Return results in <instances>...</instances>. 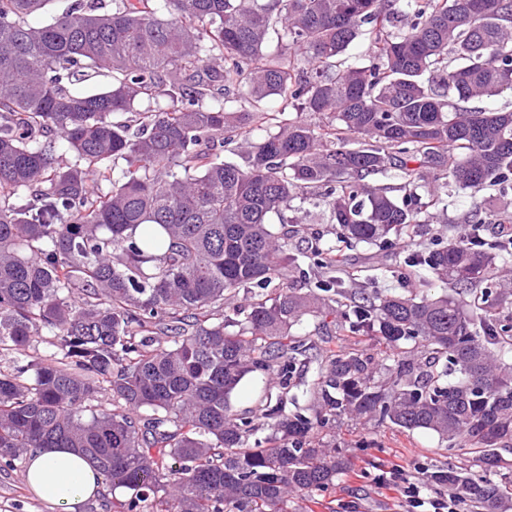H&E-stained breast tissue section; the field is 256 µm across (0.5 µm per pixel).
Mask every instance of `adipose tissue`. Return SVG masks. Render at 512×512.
<instances>
[{
  "mask_svg": "<svg viewBox=\"0 0 512 512\" xmlns=\"http://www.w3.org/2000/svg\"><path fill=\"white\" fill-rule=\"evenodd\" d=\"M26 483L59 512H79L99 492L103 478L77 449L39 448L30 455Z\"/></svg>",
  "mask_w": 512,
  "mask_h": 512,
  "instance_id": "1",
  "label": "adipose tissue"
}]
</instances>
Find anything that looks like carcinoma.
<instances>
[{"mask_svg": "<svg viewBox=\"0 0 512 512\" xmlns=\"http://www.w3.org/2000/svg\"><path fill=\"white\" fill-rule=\"evenodd\" d=\"M52 2L0 0V352L44 330L53 346L0 371V467L78 448L131 491L119 512H288L347 470L324 436L350 417L432 431L498 471L512 252L475 233L404 262L465 302L350 290L344 249L414 241L453 204L450 181L512 191V111L468 106L512 93V0H69L32 24ZM237 137L243 166L222 157ZM313 196L336 245L296 253L268 217L300 224L292 202ZM306 264L329 276L302 292L289 281ZM274 281L244 321L224 314ZM309 317L380 351L301 339ZM266 376L276 391L235 413L242 383ZM427 481L479 512L512 497V478L462 468Z\"/></svg>", "mask_w": 512, "mask_h": 512, "instance_id": "obj_1", "label": "carcinoma"}]
</instances>
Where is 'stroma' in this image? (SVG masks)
I'll return each mask as SVG.
<instances>
[{
  "label": "stroma",
  "mask_w": 512,
  "mask_h": 512,
  "mask_svg": "<svg viewBox=\"0 0 512 512\" xmlns=\"http://www.w3.org/2000/svg\"><path fill=\"white\" fill-rule=\"evenodd\" d=\"M455 204L449 207L443 223L424 225L418 244L398 240L394 253L408 257L417 252L419 243L434 237H447L463 224L471 208L469 192L449 187ZM303 232L293 240L300 251L311 245L322 247L335 244L336 236L330 213L317 199L304 205ZM359 280L369 288L392 289L404 294L442 292V283L430 273L404 278L400 273H381L373 269L360 272ZM336 443L349 454L350 468L327 492L310 500L300 501L301 512H406L408 505L402 496L405 481L420 482L428 471L448 467L476 469L477 464L466 448H447L434 433L409 432L393 426H380L368 420L344 419L336 429ZM27 461L19 459L13 467L0 470V512H53L47 503L33 494L25 481ZM391 471L389 484H381V472Z\"/></svg>",
  "instance_id": "35a3bbf8"
}]
</instances>
